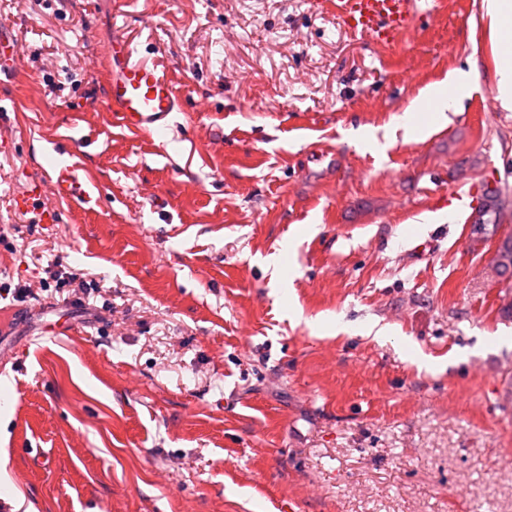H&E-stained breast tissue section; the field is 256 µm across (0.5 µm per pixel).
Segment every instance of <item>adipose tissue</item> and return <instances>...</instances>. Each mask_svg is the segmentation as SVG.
Returning <instances> with one entry per match:
<instances>
[{"mask_svg":"<svg viewBox=\"0 0 512 512\" xmlns=\"http://www.w3.org/2000/svg\"><path fill=\"white\" fill-rule=\"evenodd\" d=\"M484 15L489 21L491 34L502 46L487 76L497 92L496 99L504 111L512 112V0H482ZM468 70H456L445 85H431L424 89L401 116L399 125L405 132H423L420 112L432 109V122L443 119L445 112L458 110L462 97L470 83L482 76L477 55L468 58Z\"/></svg>","mask_w":512,"mask_h":512,"instance_id":"ef3b65f1","label":"adipose tissue"}]
</instances>
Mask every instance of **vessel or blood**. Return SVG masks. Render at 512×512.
<instances>
[{
    "instance_id": "vessel-or-blood-1",
    "label": "vessel or blood",
    "mask_w": 512,
    "mask_h": 512,
    "mask_svg": "<svg viewBox=\"0 0 512 512\" xmlns=\"http://www.w3.org/2000/svg\"><path fill=\"white\" fill-rule=\"evenodd\" d=\"M346 27L374 41L387 43L410 26L415 0H323ZM135 48L124 39L113 40L106 101L125 125L147 130L163 122L178 106V94L165 74L163 64L138 61ZM20 63L18 42L11 28L0 22V73L14 71ZM75 204L97 203V186L82 176L76 166L52 169L47 181L34 182L14 197L17 208L33 210L41 219L55 220L51 198Z\"/></svg>"
}]
</instances>
